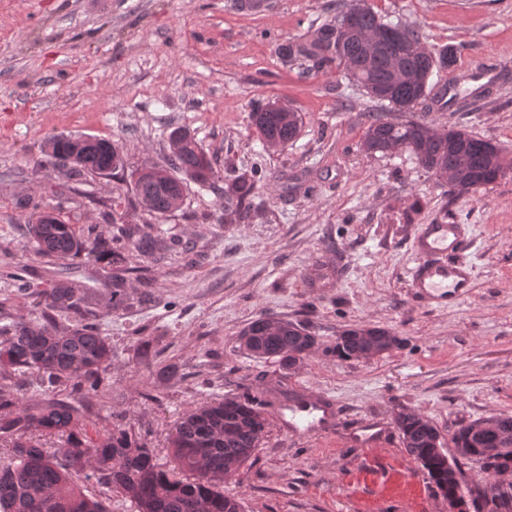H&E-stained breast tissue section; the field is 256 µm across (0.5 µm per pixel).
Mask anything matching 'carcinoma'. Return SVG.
I'll use <instances>...</instances> for the list:
<instances>
[{"label": "carcinoma", "instance_id": "cac0c4a2", "mask_svg": "<svg viewBox=\"0 0 512 512\" xmlns=\"http://www.w3.org/2000/svg\"><path fill=\"white\" fill-rule=\"evenodd\" d=\"M391 25L355 0L310 34L281 45L280 52L286 60L301 61L312 70L345 67L368 97L403 115L401 120L370 115L362 140L364 152L387 155L405 150L459 197L496 182L512 168V161L500 150L487 153L488 139L455 127L440 132L414 117L420 89L396 81L395 68L424 78L449 64L443 62V52L426 47L417 25H403L408 39L419 46L412 52L398 53L384 36L372 45L365 41V36ZM252 124L262 143L284 148L297 139L302 117L295 110L263 108L252 113ZM168 139L170 153L164 164L131 173L134 201L156 218L176 209L187 182L213 187L219 179L211 158L189 131L175 128ZM48 149L57 163L70 164L78 181L88 174L114 177L125 170L123 156L104 138L77 149L71 137L56 136ZM260 181L256 174H243L224 183V223L251 220ZM28 233L38 253L63 260L81 255L97 260L105 254L119 260L132 250L148 257L166 248L144 228L124 227L104 238L94 226L81 229L45 211L28 225ZM31 296L32 319L15 322L0 313V411L11 410L9 416L0 417V436L12 440L11 456L0 461V512H112L107 504L112 492L128 498L136 512H242L240 501L224 495L221 484L261 447L267 425L261 400L250 394L226 397L186 412L168 437L169 467L159 463L155 449L120 423L92 438L90 424L78 407L63 399L23 406L10 378L23 372L35 375L41 384L64 380L83 398L95 399L102 391L101 374L112 361V345L86 321L91 314L89 294L72 286L68 276L59 275L51 288H32ZM55 311L68 313V322H57ZM238 340L252 356L285 369L302 363L317 343L301 323L270 322L262 316L251 321ZM363 351L364 343L345 328L331 353L349 360L362 357ZM491 421L496 436L485 442L475 438L473 429L488 420L458 423L451 437L455 454L450 456L429 447L436 427L421 414L401 409L394 416L405 451L443 498L468 496L478 506L474 512H512V485L503 489L495 481L512 473V416ZM46 436L60 438L63 445L54 450L44 447L41 440ZM465 461L479 469L474 486H464ZM92 479L106 492L85 493L84 482Z\"/></svg>", "mask_w": 512, "mask_h": 512}]
</instances>
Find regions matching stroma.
<instances>
[{
    "instance_id": "stroma-1",
    "label": "stroma",
    "mask_w": 512,
    "mask_h": 512,
    "mask_svg": "<svg viewBox=\"0 0 512 512\" xmlns=\"http://www.w3.org/2000/svg\"><path fill=\"white\" fill-rule=\"evenodd\" d=\"M340 2L266 0L251 12L231 0H0V307L32 316L29 297L6 285L17 263L37 287L67 266L92 288L112 343L111 397L79 406L100 432L122 415L163 463L183 412L265 393L262 446L224 482L245 512H448L393 418L401 407L420 413L448 449L458 421L512 415V170L456 197L407 153L363 152L365 115L377 104L345 69L309 72L280 53ZM366 2L385 19L419 25L429 49L455 48L430 84L456 88V104L425 120L472 131L512 159V81L478 101L466 75L486 56L512 63V0ZM271 101L303 118L283 149L264 148L251 125ZM176 127L195 134L222 178L262 171L249 223H225L223 193L193 183L179 210L151 218L131 209L130 179L78 182L47 153L51 136H96L129 168L160 164ZM29 200L105 237L117 213L152 224L173 248L129 257L148 273L126 274L119 307L105 286L117 266L36 253L21 229L32 220ZM443 215L468 227L474 246L463 257L475 273L470 294L436 309L414 296L408 271L419 226ZM263 314L315 334L302 364L284 369L241 348L239 332ZM355 325L404 343L336 359L330 347ZM171 362L178 375L160 380ZM302 390L332 399L330 429L293 436L278 424L276 404ZM368 424L384 431L370 448L357 442Z\"/></svg>"
}]
</instances>
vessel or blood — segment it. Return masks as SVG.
<instances>
[{"label":"vessel or blood","instance_id":"vessel-or-blood-1","mask_svg":"<svg viewBox=\"0 0 512 512\" xmlns=\"http://www.w3.org/2000/svg\"><path fill=\"white\" fill-rule=\"evenodd\" d=\"M414 246L418 261L410 268L408 277L409 286L416 296L431 306L445 308L468 294L473 268L451 259L453 253L468 246L462 225L444 218L421 225ZM323 409L321 396L311 394L292 405L289 413H277L276 419L291 431L309 433L323 429L324 422L320 416Z\"/></svg>","mask_w":512,"mask_h":512}]
</instances>
